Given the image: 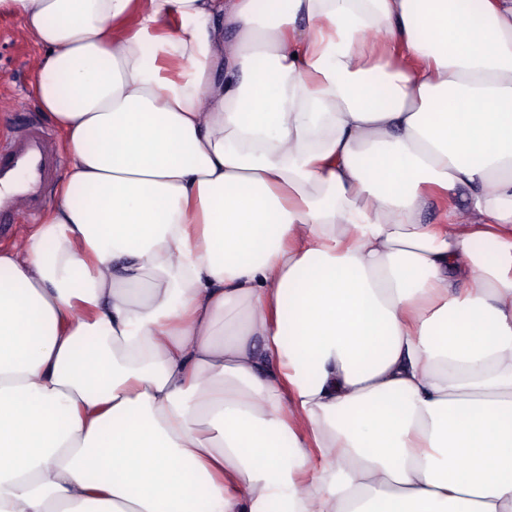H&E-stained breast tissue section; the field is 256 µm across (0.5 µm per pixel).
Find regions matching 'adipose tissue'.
Wrapping results in <instances>:
<instances>
[{"mask_svg": "<svg viewBox=\"0 0 512 512\" xmlns=\"http://www.w3.org/2000/svg\"><path fill=\"white\" fill-rule=\"evenodd\" d=\"M0 16L69 158L0 251V512H512V0Z\"/></svg>", "mask_w": 512, "mask_h": 512, "instance_id": "obj_1", "label": "adipose tissue"}]
</instances>
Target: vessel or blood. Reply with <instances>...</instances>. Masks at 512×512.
<instances>
[{
	"label": "vessel or blood",
	"mask_w": 512,
	"mask_h": 512,
	"mask_svg": "<svg viewBox=\"0 0 512 512\" xmlns=\"http://www.w3.org/2000/svg\"><path fill=\"white\" fill-rule=\"evenodd\" d=\"M59 168L52 134L43 126L13 124L11 137L0 144V229L21 214H38L45 191Z\"/></svg>",
	"instance_id": "1"
}]
</instances>
